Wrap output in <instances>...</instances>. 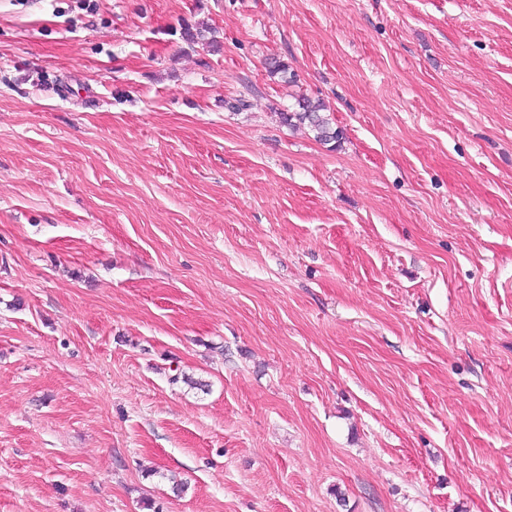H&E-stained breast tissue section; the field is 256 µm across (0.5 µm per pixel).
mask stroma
I'll return each instance as SVG.
<instances>
[{"mask_svg": "<svg viewBox=\"0 0 512 512\" xmlns=\"http://www.w3.org/2000/svg\"><path fill=\"white\" fill-rule=\"evenodd\" d=\"M0 512H512V0H0ZM323 106L305 95H298L295 107L287 112H280V119L291 127H307L314 137L323 143L338 142L342 131L332 125V121L323 115Z\"/></svg>", "mask_w": 512, "mask_h": 512, "instance_id": "35a3bbf8", "label": "stroma"}]
</instances>
